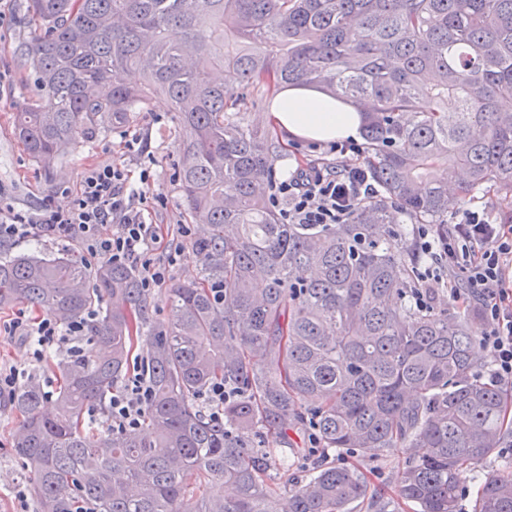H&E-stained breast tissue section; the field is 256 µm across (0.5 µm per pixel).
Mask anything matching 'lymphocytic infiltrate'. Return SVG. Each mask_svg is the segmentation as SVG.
<instances>
[{"label":"lymphocytic infiltrate","instance_id":"obj_1","mask_svg":"<svg viewBox=\"0 0 512 512\" xmlns=\"http://www.w3.org/2000/svg\"><path fill=\"white\" fill-rule=\"evenodd\" d=\"M329 151L345 158V165L326 161L271 181L269 202L285 223L345 224L356 207L376 193L371 174L356 162L363 152L360 143L337 142ZM150 178L149 171H141L134 184L121 167H92L65 209L48 195L37 208L18 211L0 195V243L44 236L76 239L87 261L137 264L142 288L152 292L167 281L169 268L154 258L161 237L142 189ZM412 244L415 305L427 306L436 288L447 289L456 307L478 304L485 322L481 343L491 352V379L512 388V225L493 223L485 211L466 209L444 233L432 224L413 225ZM9 328L34 338L31 361L36 365L51 354L77 356L84 350L82 320L64 326L45 314L31 322L16 319ZM150 398L141 374L129 377L112 394L110 428H138Z\"/></svg>","mask_w":512,"mask_h":512}]
</instances>
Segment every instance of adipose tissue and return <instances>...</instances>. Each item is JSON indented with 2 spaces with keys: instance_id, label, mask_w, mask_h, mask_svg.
<instances>
[{
  "instance_id": "1",
  "label": "adipose tissue",
  "mask_w": 512,
  "mask_h": 512,
  "mask_svg": "<svg viewBox=\"0 0 512 512\" xmlns=\"http://www.w3.org/2000/svg\"><path fill=\"white\" fill-rule=\"evenodd\" d=\"M268 122L290 138L317 143L358 139L363 115L351 101L307 87H291L274 100Z\"/></svg>"
}]
</instances>
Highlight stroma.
Returning a JSON list of instances; mask_svg holds the SVG:
<instances>
[{"label":"stroma","mask_w":512,"mask_h":512,"mask_svg":"<svg viewBox=\"0 0 512 512\" xmlns=\"http://www.w3.org/2000/svg\"><path fill=\"white\" fill-rule=\"evenodd\" d=\"M23 0H0V10L7 19L0 25V186L4 187L9 202L19 210H27L46 194L56 196L59 207L69 203L68 191L77 190L87 168L94 165L116 164L132 173L150 168L151 182L145 191L160 195L166 200L156 211L155 222L163 238L178 237L181 252L176 262H170L169 285L185 283L199 277L201 263L190 241L199 235V228L190 234H181L187 223L186 206L174 177L173 163L179 154L177 125L163 96H155L137 112L133 122L102 133L91 141L80 140L53 166L35 161L14 133L15 114L28 103L25 88L28 71L17 48L29 37L25 23ZM140 138L144 151L135 153L125 147L127 135ZM34 318L38 309L16 304L0 309V364L21 369L31 364V347L19 336L5 333L4 328L18 314ZM20 424V417L8 405L0 403V512H18L19 503L15 489L28 486L30 470L25 459L19 456L13 442ZM406 459L402 449L393 448L380 455L340 453L336 460L354 465L364 473L370 491L363 500L354 502L352 512H376L380 503H390L396 498L397 476Z\"/></svg>","instance_id":"obj_1"}]
</instances>
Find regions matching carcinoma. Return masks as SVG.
Masks as SVG:
<instances>
[{
	"mask_svg": "<svg viewBox=\"0 0 512 512\" xmlns=\"http://www.w3.org/2000/svg\"><path fill=\"white\" fill-rule=\"evenodd\" d=\"M37 102L16 114L28 154L50 165L77 139L129 122L165 94L181 138L178 182L202 262L168 291L170 317H143L140 273L67 252L0 259V308L26 302L67 325L93 313L90 343L60 363L56 414L43 391L12 395L16 452L35 512H280L271 450L315 427L322 447L402 448L397 504L462 512L472 466L500 447L506 388L479 374V308L418 309L389 225L441 224L470 193L512 197V0H27ZM309 86L365 116L378 193L347 224H286L266 200L281 144L246 122L256 100ZM464 169L456 190L436 178ZM224 289L215 299L213 287ZM152 389L141 429L102 437L138 342ZM240 389L224 423L197 407ZM222 480L230 500L196 494ZM365 476L331 457L288 491V512H351ZM474 512H512V470L480 484Z\"/></svg>",
	"mask_w": 512,
	"mask_h": 512,
	"instance_id": "carcinoma-1",
	"label": "carcinoma"
}]
</instances>
